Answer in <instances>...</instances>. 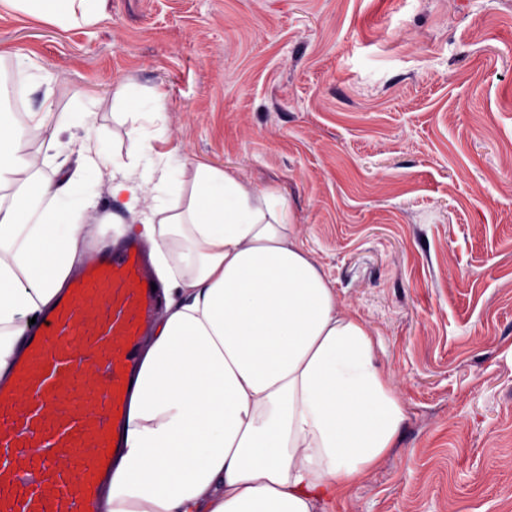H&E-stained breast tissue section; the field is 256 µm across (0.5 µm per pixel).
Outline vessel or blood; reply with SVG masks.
<instances>
[{
	"instance_id": "vessel-or-blood-1",
	"label": "vessel or blood",
	"mask_w": 512,
	"mask_h": 512,
	"mask_svg": "<svg viewBox=\"0 0 512 512\" xmlns=\"http://www.w3.org/2000/svg\"><path fill=\"white\" fill-rule=\"evenodd\" d=\"M143 249L93 261L0 384V512H97L157 293Z\"/></svg>"
}]
</instances>
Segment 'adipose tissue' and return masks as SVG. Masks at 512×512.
<instances>
[{
    "label": "adipose tissue",
    "mask_w": 512,
    "mask_h": 512,
    "mask_svg": "<svg viewBox=\"0 0 512 512\" xmlns=\"http://www.w3.org/2000/svg\"><path fill=\"white\" fill-rule=\"evenodd\" d=\"M0 6L88 23L98 0ZM54 80L20 54L0 67V380L30 320L96 251L134 232L150 248L164 306L142 340L103 512H322L381 464L406 419L368 328L338 303L276 192L199 165L186 205L154 219L151 131L161 114L127 80L113 99L138 160L112 163L90 112L22 128L35 83ZM41 136L54 154L33 150ZM104 189L123 199L130 224L100 212Z\"/></svg>",
    "instance_id": "ef3b65f1"
}]
</instances>
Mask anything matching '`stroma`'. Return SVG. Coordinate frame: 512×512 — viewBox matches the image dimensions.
Returning a JSON list of instances; mask_svg holds the SVG:
<instances>
[{"label":"stroma","instance_id":"stroma-1","mask_svg":"<svg viewBox=\"0 0 512 512\" xmlns=\"http://www.w3.org/2000/svg\"><path fill=\"white\" fill-rule=\"evenodd\" d=\"M0 50L52 69L26 110L156 95L159 167L284 196L369 328L406 420L328 512H512V0H102L65 27L0 7Z\"/></svg>","mask_w":512,"mask_h":512}]
</instances>
